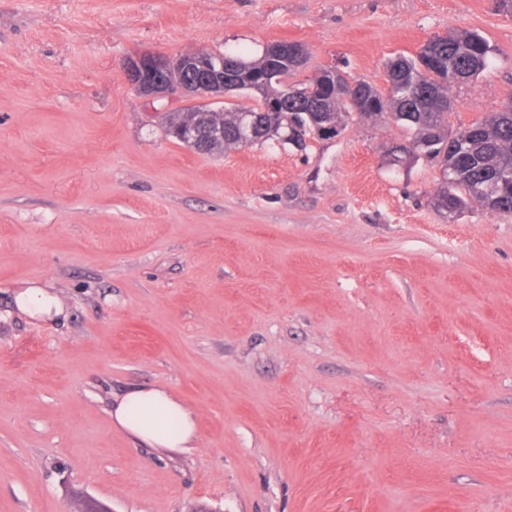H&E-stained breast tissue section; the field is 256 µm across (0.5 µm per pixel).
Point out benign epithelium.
<instances>
[{
    "mask_svg": "<svg viewBox=\"0 0 512 512\" xmlns=\"http://www.w3.org/2000/svg\"><path fill=\"white\" fill-rule=\"evenodd\" d=\"M268 77L282 79V66L302 62V50L288 42L273 43L268 49ZM242 67L222 56L217 58L193 53L173 58L143 54L132 57L126 64L130 85L140 96L154 102L179 93L197 100L207 108L224 102V95L244 89L238 75ZM310 132L320 139L334 138L333 125L294 126L293 137Z\"/></svg>",
    "mask_w": 512,
    "mask_h": 512,
    "instance_id": "obj_1",
    "label": "benign epithelium"
}]
</instances>
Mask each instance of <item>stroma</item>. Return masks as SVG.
Instances as JSON below:
<instances>
[{"mask_svg":"<svg viewBox=\"0 0 512 512\" xmlns=\"http://www.w3.org/2000/svg\"><path fill=\"white\" fill-rule=\"evenodd\" d=\"M490 67L459 129L512 101L494 0H0V512H512V213L433 207L437 163L392 124L201 155L126 60L301 44L386 85L430 37ZM50 290L41 321L19 289ZM160 387L195 446L113 426Z\"/></svg>","mask_w":512,"mask_h":512,"instance_id":"1","label":"stroma"}]
</instances>
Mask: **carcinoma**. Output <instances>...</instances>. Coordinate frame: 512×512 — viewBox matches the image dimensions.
Returning <instances> with one entry per match:
<instances>
[{
    "label": "carcinoma",
    "mask_w": 512,
    "mask_h": 512,
    "mask_svg": "<svg viewBox=\"0 0 512 512\" xmlns=\"http://www.w3.org/2000/svg\"><path fill=\"white\" fill-rule=\"evenodd\" d=\"M491 46L472 30H451L431 37L419 54L433 63L436 77L422 74L414 57L398 56L387 64L390 85L381 90L364 81H351L340 75V86L326 84L322 73L295 84L287 78L300 67H287L285 81L264 84L249 91L245 97L257 102L278 100L287 96L288 108L269 112L255 126L251 137L238 135V117L242 111L254 109L252 104H237L222 112H208L202 118L203 127H224V147L209 141L197 146L196 152L221 155L231 147H247L268 141H284L293 122L304 117L305 101L311 91L323 105L327 119L344 127L345 118L402 125L410 141L425 145L431 159L440 165H452L456 170L457 186L441 183L432 197L434 208L448 216L466 210L477 203L493 213H512V102L492 115L466 128H448V89L478 78L491 64Z\"/></svg>",
    "instance_id": "1"
}]
</instances>
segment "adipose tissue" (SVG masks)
Here are the masks:
<instances>
[{
  "label": "adipose tissue",
  "instance_id": "adipose-tissue-1",
  "mask_svg": "<svg viewBox=\"0 0 512 512\" xmlns=\"http://www.w3.org/2000/svg\"><path fill=\"white\" fill-rule=\"evenodd\" d=\"M111 417L124 429L154 448H188L197 440L192 411L161 388H133L112 407Z\"/></svg>",
  "mask_w": 512,
  "mask_h": 512
}]
</instances>
